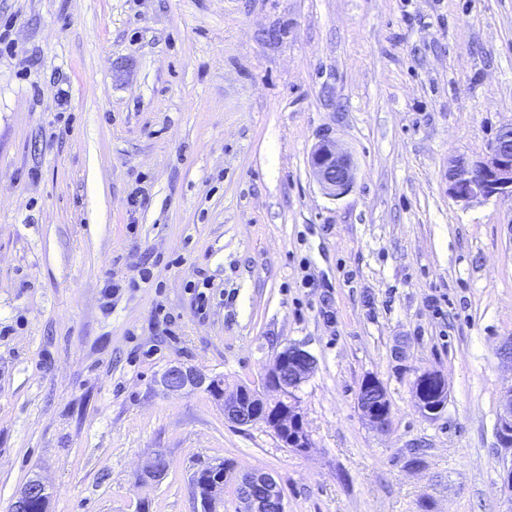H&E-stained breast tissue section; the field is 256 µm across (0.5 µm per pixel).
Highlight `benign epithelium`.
I'll return each instance as SVG.
<instances>
[{
	"instance_id": "1",
	"label": "benign epithelium",
	"mask_w": 512,
	"mask_h": 512,
	"mask_svg": "<svg viewBox=\"0 0 512 512\" xmlns=\"http://www.w3.org/2000/svg\"><path fill=\"white\" fill-rule=\"evenodd\" d=\"M311 171L319 185L331 196L346 193L354 182L350 158L339 151L329 137L320 139L310 157ZM448 194L457 201L469 202L480 198L507 197L512 199V123L499 129L485 153L468 158H448ZM315 367V360L297 346H287L278 352L268 369L264 387L280 394L271 404L255 390L245 386L226 387L217 378L182 364L168 368L160 384L170 393L203 389L214 391L224 419L237 426L262 423L270 428L286 448L305 451L311 447L308 431L299 411L297 392ZM421 382L414 388V400L426 415L440 414L448 400V383L444 375L434 370L419 372ZM385 388L375 377L363 379L357 398L358 409L374 429L385 432L391 423V411L384 407ZM497 421L499 446L512 451V387L500 397ZM168 469L166 457L155 454L142 470V478L156 481ZM241 491L242 512H272L284 509L283 496L277 481L268 473L256 472L241 477L236 483ZM53 493L40 477L30 478L18 492L13 512H29L30 502Z\"/></svg>"
}]
</instances>
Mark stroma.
Segmentation results:
<instances>
[{
	"instance_id": "obj_1",
	"label": "stroma",
	"mask_w": 512,
	"mask_h": 512,
	"mask_svg": "<svg viewBox=\"0 0 512 512\" xmlns=\"http://www.w3.org/2000/svg\"><path fill=\"white\" fill-rule=\"evenodd\" d=\"M4 25L0 512L35 475L48 512H193L218 458L224 512L251 472L284 512H512V200L448 194L449 157L512 122V0H0ZM325 135L354 166L337 198L309 166ZM289 345L315 360L303 452L159 382L259 390ZM416 376H421L422 380L413 394L418 408L428 416H437L448 400V383L444 375L439 371L424 370ZM367 392H375L381 397L377 401L370 400L365 395ZM385 398V388L379 379L372 376L363 379L357 398L358 409L367 423L380 432L387 431L391 423V410L382 406L388 404ZM500 413L497 421V438L500 448L510 450L512 454V387L500 397Z\"/></svg>"
}]
</instances>
